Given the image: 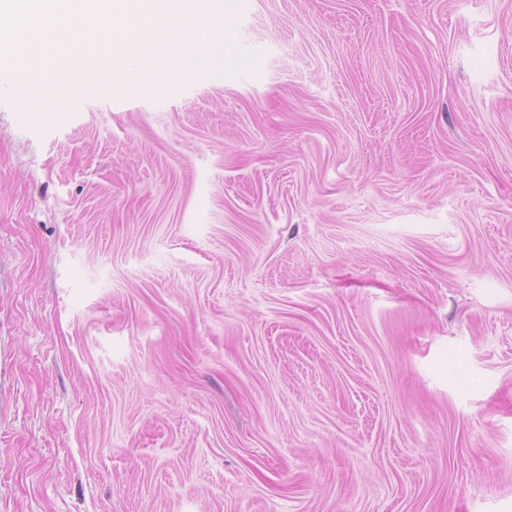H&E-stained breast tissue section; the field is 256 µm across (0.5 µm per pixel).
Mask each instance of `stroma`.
<instances>
[{"label":"stroma","instance_id":"1","mask_svg":"<svg viewBox=\"0 0 512 512\" xmlns=\"http://www.w3.org/2000/svg\"><path fill=\"white\" fill-rule=\"evenodd\" d=\"M234 37L0 80V512H512V0Z\"/></svg>","mask_w":512,"mask_h":512}]
</instances>
